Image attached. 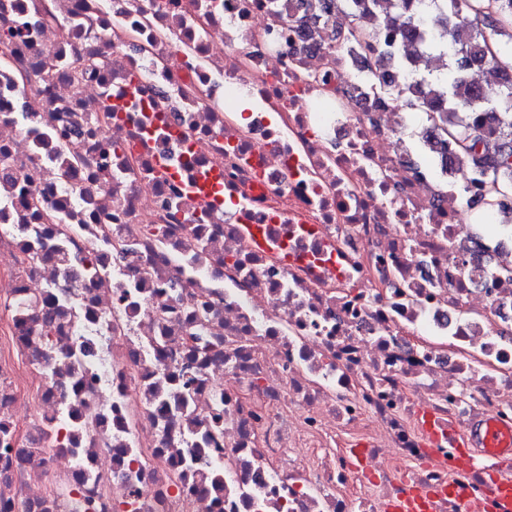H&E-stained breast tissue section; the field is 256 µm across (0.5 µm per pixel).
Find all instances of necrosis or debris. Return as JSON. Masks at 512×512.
<instances>
[{
    "label": "necrosis or debris",
    "instance_id": "necrosis-or-debris-1",
    "mask_svg": "<svg viewBox=\"0 0 512 512\" xmlns=\"http://www.w3.org/2000/svg\"><path fill=\"white\" fill-rule=\"evenodd\" d=\"M378 29L346 0H0V512H385L441 484L496 512L489 454L415 409L512 427V248L372 89L408 80ZM214 164L221 210L187 189ZM415 417L425 438L434 448L439 447L444 441L445 436L437 429L431 411L428 408H421L416 412Z\"/></svg>",
    "mask_w": 512,
    "mask_h": 512
}]
</instances>
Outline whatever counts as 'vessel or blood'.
<instances>
[{
    "instance_id": "vessel-or-blood-1",
    "label": "vessel or blood",
    "mask_w": 512,
    "mask_h": 512,
    "mask_svg": "<svg viewBox=\"0 0 512 512\" xmlns=\"http://www.w3.org/2000/svg\"><path fill=\"white\" fill-rule=\"evenodd\" d=\"M194 192L202 202L211 205H223L225 201L223 176L220 167H213L199 174L193 186ZM416 420L425 438L432 446L449 443L457 448L470 447L473 441H480L488 453L496 458L512 454V429L503 427L497 422L484 420L482 428H452L448 433H441L435 424L429 409H419ZM452 500L455 512H473L471 500L458 492L455 487L444 485L433 489L427 486L416 488L411 493L393 500L389 512H433L436 499Z\"/></svg>"
}]
</instances>
